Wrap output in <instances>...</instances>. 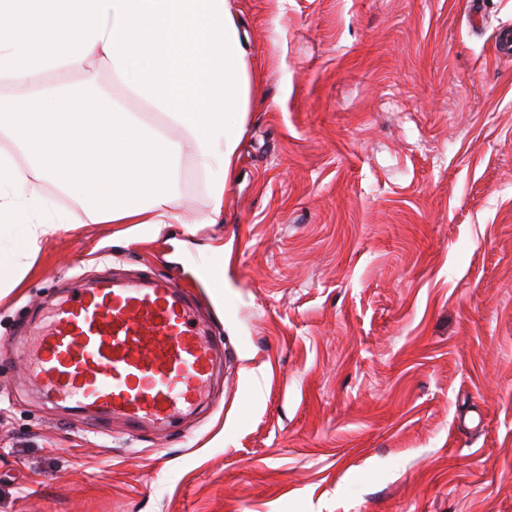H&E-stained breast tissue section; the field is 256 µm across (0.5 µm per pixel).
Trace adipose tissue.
<instances>
[{"mask_svg":"<svg viewBox=\"0 0 512 512\" xmlns=\"http://www.w3.org/2000/svg\"><path fill=\"white\" fill-rule=\"evenodd\" d=\"M93 60L124 91L123 100L105 101L117 164L84 136L87 113L61 111L80 91L48 90L51 74ZM256 83L230 0H0V86L27 85L49 116L35 125L18 112L0 114V133L32 152L26 168L0 155V214H24L22 251L36 249L41 228L52 224L43 180L70 191L91 224L184 223L177 182L188 145L209 179L212 207L201 221L217 223ZM144 107L162 112L166 124L147 123ZM173 126L182 138L171 136ZM60 149L63 162L47 164L46 154ZM96 160L112 184L107 207L88 204L78 188L81 170Z\"/></svg>","mask_w":512,"mask_h":512,"instance_id":"obj_1","label":"adipose tissue"}]
</instances>
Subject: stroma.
<instances>
[{"mask_svg":"<svg viewBox=\"0 0 512 512\" xmlns=\"http://www.w3.org/2000/svg\"><path fill=\"white\" fill-rule=\"evenodd\" d=\"M257 70L224 215L69 223L0 291V512H512V0H232ZM230 259L210 281L217 248ZM189 286L209 399L124 426L46 398L12 344L73 278Z\"/></svg>","mask_w":512,"mask_h":512,"instance_id":"obj_1","label":"stroma"}]
</instances>
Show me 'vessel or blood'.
<instances>
[{"mask_svg":"<svg viewBox=\"0 0 512 512\" xmlns=\"http://www.w3.org/2000/svg\"><path fill=\"white\" fill-rule=\"evenodd\" d=\"M221 360L170 279L104 277L66 289L35 340L31 374L48 395L133 434L199 406Z\"/></svg>","mask_w":512,"mask_h":512,"instance_id":"b4317fda","label":"vessel or blood"}]
</instances>
